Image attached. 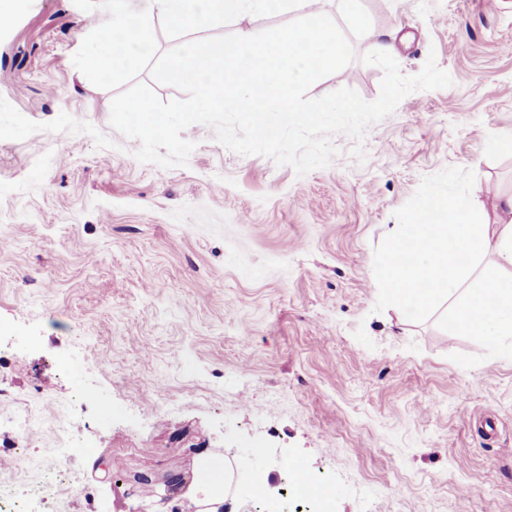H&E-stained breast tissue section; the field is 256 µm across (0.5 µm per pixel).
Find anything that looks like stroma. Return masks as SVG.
Wrapping results in <instances>:
<instances>
[{
	"label": "stroma",
	"instance_id": "obj_1",
	"mask_svg": "<svg viewBox=\"0 0 512 512\" xmlns=\"http://www.w3.org/2000/svg\"><path fill=\"white\" fill-rule=\"evenodd\" d=\"M318 7L356 61L316 82L365 100L383 71L337 0ZM404 75L428 55L451 87L416 91L370 128L365 163L333 136L297 176L189 127L188 166L136 160L110 126L113 91L72 58L90 26L74 0H19L0 28V496L25 512H192L198 459L223 456L224 512H294L300 463L333 512H512V345L455 336L450 304L414 314L375 260L425 204L463 197L493 220L512 195V0H358ZM244 14L194 41L303 17ZM38 419L27 431L14 415ZM75 445L59 476L60 424ZM270 475L255 491L257 473Z\"/></svg>",
	"mask_w": 512,
	"mask_h": 512
}]
</instances>
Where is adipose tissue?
<instances>
[{"mask_svg":"<svg viewBox=\"0 0 512 512\" xmlns=\"http://www.w3.org/2000/svg\"><path fill=\"white\" fill-rule=\"evenodd\" d=\"M497 209L495 223L480 224L468 200L448 197L422 208L421 220L395 229L378 261L393 302L416 312L452 300L454 334L479 336L491 346L512 340V196L500 197ZM490 244L502 272L469 286Z\"/></svg>","mask_w":512,"mask_h":512,"instance_id":"obj_1","label":"adipose tissue"}]
</instances>
